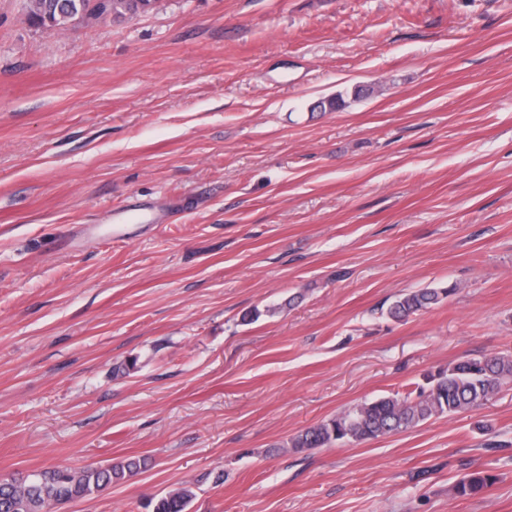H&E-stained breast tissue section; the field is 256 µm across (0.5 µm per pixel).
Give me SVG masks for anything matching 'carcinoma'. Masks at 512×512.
I'll return each instance as SVG.
<instances>
[{"instance_id":"cac0c4a2","label":"carcinoma","mask_w":512,"mask_h":512,"mask_svg":"<svg viewBox=\"0 0 512 512\" xmlns=\"http://www.w3.org/2000/svg\"><path fill=\"white\" fill-rule=\"evenodd\" d=\"M154 9V0H35L27 6L28 22L57 31L77 20L120 22L127 16ZM455 287L423 288L399 294L388 314L397 321L427 310L450 296ZM427 386L365 401L333 418L311 426L289 441L303 451L333 443H362L416 427L433 417L452 416L480 409L493 395L512 385V357L481 355L440 368L426 377ZM141 460L33 471L22 478L0 479V512H52L53 509L100 493L136 475ZM497 477L473 471L456 483L461 496L478 495L491 488ZM195 493L181 487L147 502L150 512H188Z\"/></svg>"}]
</instances>
